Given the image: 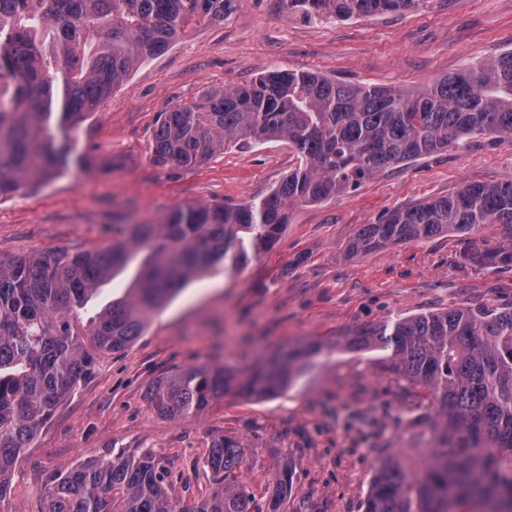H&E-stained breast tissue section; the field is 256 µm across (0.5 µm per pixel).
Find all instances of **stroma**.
Instances as JSON below:
<instances>
[{
  "instance_id": "1",
  "label": "stroma",
  "mask_w": 512,
  "mask_h": 512,
  "mask_svg": "<svg viewBox=\"0 0 512 512\" xmlns=\"http://www.w3.org/2000/svg\"><path fill=\"white\" fill-rule=\"evenodd\" d=\"M510 50L512 0H426L414 11L349 20L305 19L282 0H231L223 20L135 68L82 123L78 146L93 157L91 168L0 200V255L105 247L116 225L156 224L178 206L269 196L297 164L284 138L231 144L191 167L153 163L157 114L211 89L250 82L270 68L413 89ZM509 182L512 138L477 135L334 200L290 205L275 248L238 273L193 281L132 347L99 362L22 453L0 512H42L41 491L54 472L146 450L169 473L171 494L193 504L214 487L205 460L217 436L252 446L244 479L257 506L287 467L294 474L287 512H362L376 459L399 448L416 458L430 441L427 404L376 370L372 355L320 356L284 395H227L184 423L158 416L147 391L195 363L245 369L279 347L403 316L451 306L512 308V266L469 256L512 240L510 225L348 252L360 228L385 212L466 183Z\"/></svg>"
}]
</instances>
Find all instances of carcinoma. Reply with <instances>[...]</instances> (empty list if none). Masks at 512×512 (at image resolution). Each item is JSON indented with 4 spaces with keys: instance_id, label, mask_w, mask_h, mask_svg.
<instances>
[{
    "instance_id": "1",
    "label": "carcinoma",
    "mask_w": 512,
    "mask_h": 512,
    "mask_svg": "<svg viewBox=\"0 0 512 512\" xmlns=\"http://www.w3.org/2000/svg\"><path fill=\"white\" fill-rule=\"evenodd\" d=\"M230 0H0V198L92 166L76 149L86 117L149 57L224 18ZM306 17L347 19L417 9L425 0H283ZM471 135L512 137V51L415 91L345 84L270 70L158 114L153 161L192 166L230 141L288 137L299 163L262 201L173 209L160 224L117 229L112 245L75 253L0 256V503L17 461L56 407L104 355L143 335L150 318L192 280L241 270L270 250L288 204L333 200L400 163ZM512 224V182L471 183L365 224L354 254ZM512 265V240L479 250ZM137 263L121 297L95 307L102 287ZM376 352L377 366L433 408L430 448L414 465L379 458L363 512H512V310L465 306L420 313L336 339L282 349L246 373L186 366L159 378L147 399L186 422L229 392H288L335 346ZM248 445L216 437L206 465L215 487L186 506L149 454L96 458L57 471L43 512H285L284 470L256 506L243 480Z\"/></svg>"
}]
</instances>
